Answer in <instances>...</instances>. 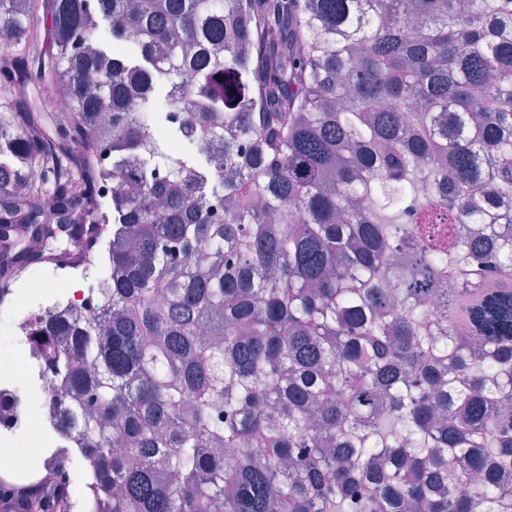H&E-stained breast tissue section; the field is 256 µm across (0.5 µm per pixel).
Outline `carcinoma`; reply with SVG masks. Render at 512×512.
I'll use <instances>...</instances> for the list:
<instances>
[{
	"label": "carcinoma",
	"instance_id": "cac0c4a2",
	"mask_svg": "<svg viewBox=\"0 0 512 512\" xmlns=\"http://www.w3.org/2000/svg\"><path fill=\"white\" fill-rule=\"evenodd\" d=\"M106 210L40 328L79 455L0 500L512 512V0H0V275Z\"/></svg>",
	"mask_w": 512,
	"mask_h": 512
}]
</instances>
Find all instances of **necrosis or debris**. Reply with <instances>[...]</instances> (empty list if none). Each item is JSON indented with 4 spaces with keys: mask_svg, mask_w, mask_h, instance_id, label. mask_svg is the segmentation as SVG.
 <instances>
[{
    "mask_svg": "<svg viewBox=\"0 0 512 512\" xmlns=\"http://www.w3.org/2000/svg\"><path fill=\"white\" fill-rule=\"evenodd\" d=\"M106 260L41 268L35 277L13 278L0 289V315L13 325L16 364H0V456H12L19 439H34L27 462L5 470L19 484L37 481L44 469L78 449L75 432L59 421L53 374L37 342L42 321L81 319L102 310Z\"/></svg>",
    "mask_w": 512,
    "mask_h": 512,
    "instance_id": "1",
    "label": "necrosis or debris"
}]
</instances>
